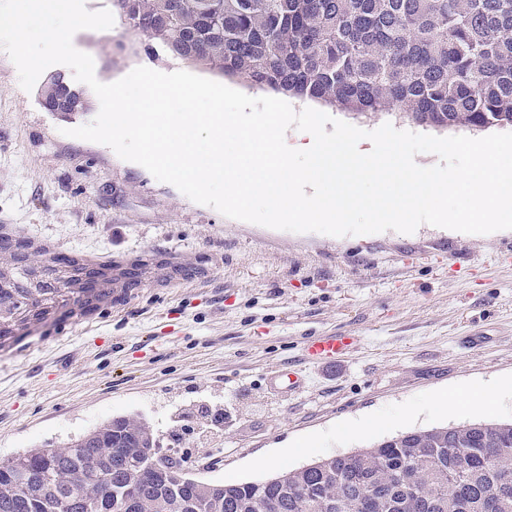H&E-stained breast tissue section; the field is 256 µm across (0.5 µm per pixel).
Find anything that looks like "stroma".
<instances>
[{"instance_id":"obj_1","label":"stroma","mask_w":512,"mask_h":512,"mask_svg":"<svg viewBox=\"0 0 512 512\" xmlns=\"http://www.w3.org/2000/svg\"><path fill=\"white\" fill-rule=\"evenodd\" d=\"M74 46L114 82L145 66L209 77L149 57L121 24ZM99 111L63 119L24 91L0 50V225L94 253L141 283L0 352V458L64 446L117 415H138L195 477L225 484L292 470L389 434L512 420V392L463 417L443 391L512 377V233L333 237L230 219L107 145L65 136ZM358 336L336 363L302 358L307 337ZM294 365L301 385L275 390ZM223 411L202 428L182 413Z\"/></svg>"}]
</instances>
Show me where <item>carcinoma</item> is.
I'll use <instances>...</instances> for the list:
<instances>
[{
    "label": "carcinoma",
    "mask_w": 512,
    "mask_h": 512,
    "mask_svg": "<svg viewBox=\"0 0 512 512\" xmlns=\"http://www.w3.org/2000/svg\"><path fill=\"white\" fill-rule=\"evenodd\" d=\"M154 57L355 117L512 127V0H110ZM46 105L88 106L51 80ZM149 422L116 416L0 461V512H512V423L466 422L236 484L179 472Z\"/></svg>",
    "instance_id": "carcinoma-1"
}]
</instances>
